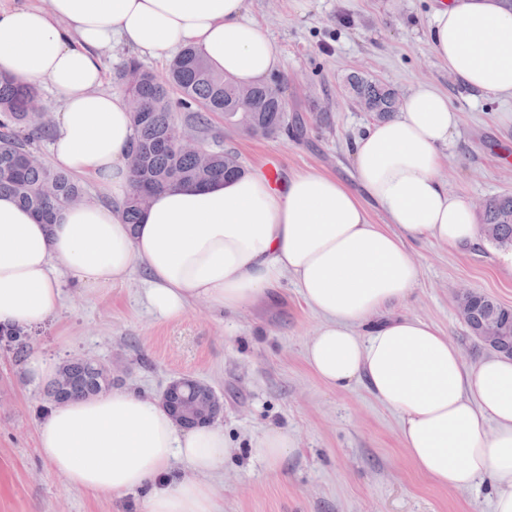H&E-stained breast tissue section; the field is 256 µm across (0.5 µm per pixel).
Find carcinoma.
<instances>
[{
	"label": "carcinoma",
	"instance_id": "cac0c4a2",
	"mask_svg": "<svg viewBox=\"0 0 512 512\" xmlns=\"http://www.w3.org/2000/svg\"><path fill=\"white\" fill-rule=\"evenodd\" d=\"M119 79L126 94L141 104L139 110L132 112L133 153L139 163L132 171L131 192L123 205L126 224L138 223L148 198L156 191L182 184L206 185L243 172L237 156L231 152L204 146L197 153H185L172 146L173 105L189 112L190 126L199 133L208 129L211 113H222L226 121L235 125L243 112L251 113L249 134L275 136L289 129L295 135L302 132V124L288 122L282 80L252 86L249 96L242 97L239 86L212 70L201 52L193 47H185L178 53L163 79L133 57L124 63ZM348 84L377 118L386 119L396 112L395 89L359 74L350 77ZM174 93L178 98H172ZM36 102L35 86L0 77V195H11L50 224L52 214L74 199L87 198V192L84 185L64 171L43 161L28 160V155L34 152V133L46 132L42 113L33 111ZM480 229L487 240L512 248V194L485 199ZM470 304L482 311L483 317L493 320L507 346L505 354L512 355V308L478 291L471 293ZM0 340L8 343L18 360L30 352L25 330L0 327ZM60 370L63 371L61 381H53L45 389L46 403L50 406L64 398H90L112 387V378L97 369L90 358L73 357L61 364Z\"/></svg>",
	"mask_w": 512,
	"mask_h": 512
}]
</instances>
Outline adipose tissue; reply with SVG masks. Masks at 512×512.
<instances>
[{
  "instance_id": "ef3b65f1",
  "label": "adipose tissue",
  "mask_w": 512,
  "mask_h": 512,
  "mask_svg": "<svg viewBox=\"0 0 512 512\" xmlns=\"http://www.w3.org/2000/svg\"><path fill=\"white\" fill-rule=\"evenodd\" d=\"M246 11V0L0 2V72L50 83L59 102L52 163L108 193L50 224L0 195V326L26 330L52 316L62 270L76 286L102 289L140 269L149 307L168 319L199 299L234 313L293 279L322 318L305 348L318 378L365 383L398 413L418 472L449 490L490 478L494 512H512V358L463 366L440 330L388 312L418 281L407 240L460 252L481 243L473 210L439 177L459 123L445 92L414 87L394 117L353 140L354 184L308 170L274 185L257 168L156 192L138 224L124 223L134 128L127 101L101 88L100 50L123 41L167 59L191 45L215 71L253 86L282 60ZM429 44L469 89L512 99L503 0H443ZM371 204L387 225L371 222ZM37 440L52 468L86 491L141 493L144 512H217L208 477L228 455L221 424L182 429L160 403L117 389L52 406ZM177 460L185 471H174Z\"/></svg>"
}]
</instances>
